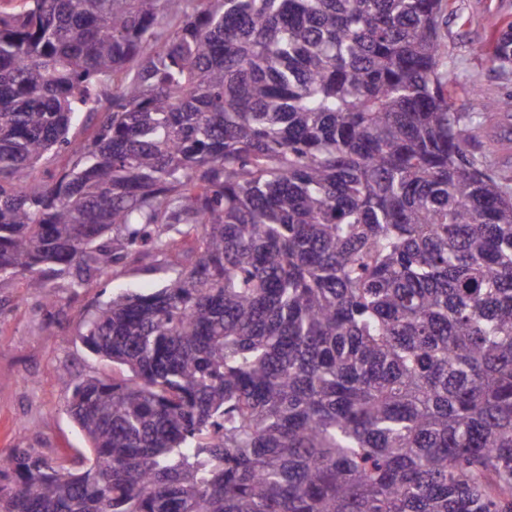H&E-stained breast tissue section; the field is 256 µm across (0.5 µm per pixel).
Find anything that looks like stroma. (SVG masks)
<instances>
[{"label": "stroma", "instance_id": "1", "mask_svg": "<svg viewBox=\"0 0 512 512\" xmlns=\"http://www.w3.org/2000/svg\"><path fill=\"white\" fill-rule=\"evenodd\" d=\"M512 21V0H450L442 30L446 65L462 82L477 85L455 109L485 120L487 100L512 97V73L492 69L488 57L505 21ZM164 256L120 264L105 279L81 288L67 280L55 285V300L25 288L22 279L0 275V457L17 445L37 454L71 456L92 450L67 411L69 390L59 375L111 376L112 364L91 354L77 337L81 318L98 303L126 290L148 293L174 276Z\"/></svg>", "mask_w": 512, "mask_h": 512}]
</instances>
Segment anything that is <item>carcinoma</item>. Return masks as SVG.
I'll return each instance as SVG.
<instances>
[{"instance_id":"1","label":"carcinoma","mask_w":512,"mask_h":512,"mask_svg":"<svg viewBox=\"0 0 512 512\" xmlns=\"http://www.w3.org/2000/svg\"><path fill=\"white\" fill-rule=\"evenodd\" d=\"M17 2L0 273L50 302L190 249L83 320L121 369L61 374L93 464L15 449L0 512H512V191L448 0ZM509 118V143L502 147L492 140L483 138L479 143V151L486 157L491 167L506 169L512 179V117L510 114Z\"/></svg>"}]
</instances>
